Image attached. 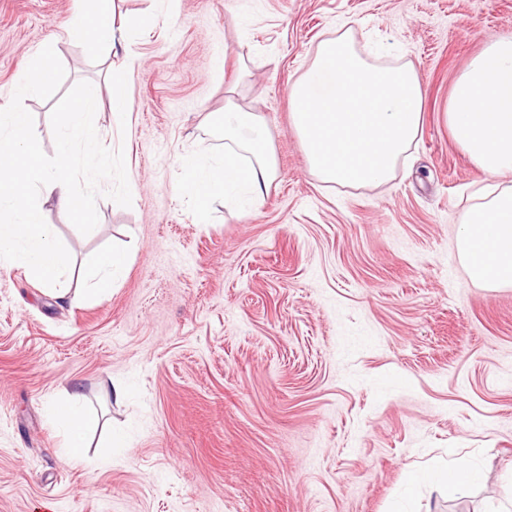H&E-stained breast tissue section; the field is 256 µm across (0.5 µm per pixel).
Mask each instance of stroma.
<instances>
[{
    "instance_id": "35a3bbf8",
    "label": "stroma",
    "mask_w": 512,
    "mask_h": 512,
    "mask_svg": "<svg viewBox=\"0 0 512 512\" xmlns=\"http://www.w3.org/2000/svg\"><path fill=\"white\" fill-rule=\"evenodd\" d=\"M72 17L73 0H0V105L48 43L61 91L124 80L128 115L105 105L95 125L124 151L131 206L99 198L86 235L43 209L71 287L106 244L131 260L105 299L64 305L0 264V512H512V288L474 284L457 255L484 175L445 120L467 61L512 37V0H115L126 42L108 57ZM345 22L425 91L383 186L319 181L290 119V86ZM229 97L263 113L279 177L203 215L182 158L223 156ZM75 392L112 426L79 466L50 416ZM461 456L479 484L404 502L410 466Z\"/></svg>"
}]
</instances>
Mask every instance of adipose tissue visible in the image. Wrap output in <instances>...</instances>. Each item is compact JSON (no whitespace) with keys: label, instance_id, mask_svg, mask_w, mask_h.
I'll return each instance as SVG.
<instances>
[{"label":"adipose tissue","instance_id":"adipose-tissue-1","mask_svg":"<svg viewBox=\"0 0 512 512\" xmlns=\"http://www.w3.org/2000/svg\"><path fill=\"white\" fill-rule=\"evenodd\" d=\"M90 5L72 33L88 36L90 52L112 49L124 38L113 18L114 0H75ZM291 117L307 149L311 172L325 183L380 186L422 124L423 87L409 64L371 63L356 47L350 29L318 45L311 64L290 91ZM448 128L459 147L487 177L456 237L458 255L475 282L489 289L512 287V38L489 41L471 57L448 100ZM278 176L264 116L234 105L224 108V157L192 153L182 162L181 190L199 208L215 196L225 203L240 194L262 200ZM51 416L67 439V459L85 460V438L98 429L79 397L53 407ZM465 458L431 471L410 473L409 488L427 484L448 496L479 483Z\"/></svg>","mask_w":512,"mask_h":512}]
</instances>
